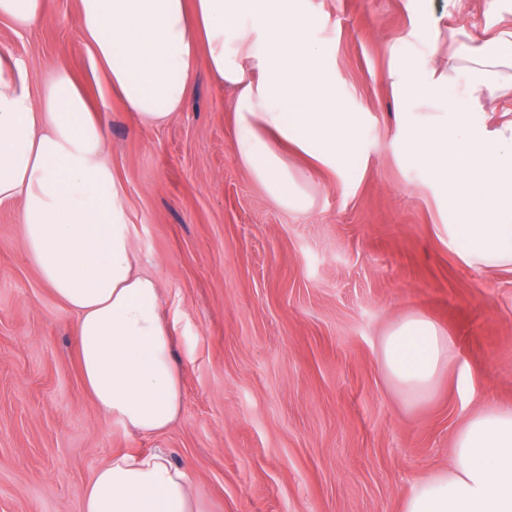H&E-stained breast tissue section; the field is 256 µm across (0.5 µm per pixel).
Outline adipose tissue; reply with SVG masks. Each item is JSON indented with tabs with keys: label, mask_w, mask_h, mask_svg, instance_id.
I'll return each instance as SVG.
<instances>
[{
	"label": "adipose tissue",
	"mask_w": 512,
	"mask_h": 512,
	"mask_svg": "<svg viewBox=\"0 0 512 512\" xmlns=\"http://www.w3.org/2000/svg\"><path fill=\"white\" fill-rule=\"evenodd\" d=\"M78 23L113 95L147 122L182 110L206 51L218 86L237 90L236 154L276 205L310 206L288 152L340 176L353 170L361 117L345 107L327 49L294 0H79ZM452 56L467 84L449 89L446 75L426 69L422 94L444 111L404 126V155L443 191L448 245L462 261L512 267V121L490 133L481 120L485 99L512 88V27L459 44ZM106 138L69 70L57 69L36 98L26 64L0 54V205H19L28 260L76 316L81 373L96 404L136 433L159 434L182 410L176 330L157 277L139 268ZM380 352L412 401L429 396L455 358L449 337L420 315L393 325ZM81 512H198V495L164 453L119 454L95 473ZM403 512H512V407L469 417L448 469L417 484Z\"/></svg>",
	"instance_id": "adipose-tissue-1"
}]
</instances>
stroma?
Here are the masks:
<instances>
[{
  "label": "stroma",
  "instance_id": "stroma-1",
  "mask_svg": "<svg viewBox=\"0 0 512 512\" xmlns=\"http://www.w3.org/2000/svg\"><path fill=\"white\" fill-rule=\"evenodd\" d=\"M328 47L346 107L364 115L354 185L292 154L313 199L272 203L234 150V91L199 67L182 110L141 121L113 97L83 44L78 0H48L0 52L40 95L58 67L101 108L106 161L123 187L140 264L158 276L184 366L183 408L164 433L106 416L80 374L75 316L28 261L19 206H0V512H81L117 454L164 451L202 512H403L447 469L458 429L512 406V267L479 271L448 246V209L406 159L400 128L427 104L393 72L430 46L512 26V0H299ZM413 314L457 353L427 399H405L380 342Z\"/></svg>",
  "mask_w": 512,
  "mask_h": 512
}]
</instances>
